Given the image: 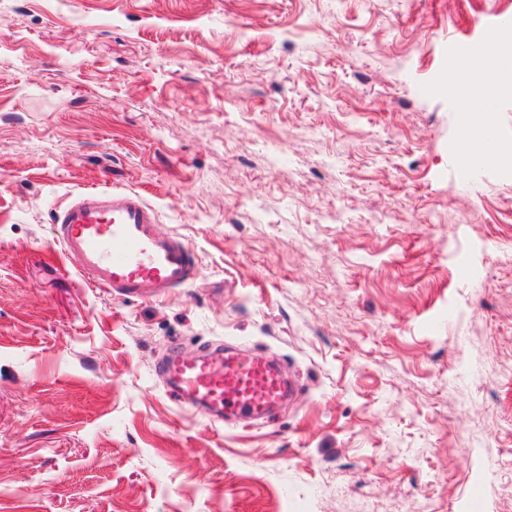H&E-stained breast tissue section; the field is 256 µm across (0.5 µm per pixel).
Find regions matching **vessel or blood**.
<instances>
[{
	"mask_svg": "<svg viewBox=\"0 0 512 512\" xmlns=\"http://www.w3.org/2000/svg\"><path fill=\"white\" fill-rule=\"evenodd\" d=\"M469 121L494 123L480 86L460 98ZM56 238L90 287L126 299L186 287L194 277L190 244L158 230L159 215L141 194L107 186L82 191L54 216ZM169 394L213 419L271 421L292 386L265 356L242 349H209L194 356L172 349L159 366Z\"/></svg>",
	"mask_w": 512,
	"mask_h": 512,
	"instance_id": "vessel-or-blood-1",
	"label": "vessel or blood"
}]
</instances>
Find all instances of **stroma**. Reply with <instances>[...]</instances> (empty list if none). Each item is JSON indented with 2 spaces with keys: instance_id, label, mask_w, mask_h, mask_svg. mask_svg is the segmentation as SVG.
I'll use <instances>...</instances> for the list:
<instances>
[{
  "instance_id": "1",
  "label": "stroma",
  "mask_w": 512,
  "mask_h": 512,
  "mask_svg": "<svg viewBox=\"0 0 512 512\" xmlns=\"http://www.w3.org/2000/svg\"><path fill=\"white\" fill-rule=\"evenodd\" d=\"M512 0H0V512H512V180L456 164V53ZM134 190L192 247L85 287L54 208ZM295 381L211 422L154 365Z\"/></svg>"
}]
</instances>
